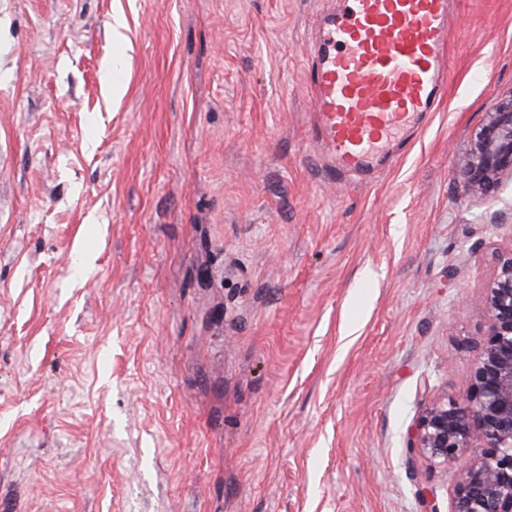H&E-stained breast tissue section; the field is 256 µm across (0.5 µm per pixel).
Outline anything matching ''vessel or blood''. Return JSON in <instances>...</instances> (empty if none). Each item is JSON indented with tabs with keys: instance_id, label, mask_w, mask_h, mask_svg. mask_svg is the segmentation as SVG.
Wrapping results in <instances>:
<instances>
[{
	"instance_id": "1",
	"label": "vessel or blood",
	"mask_w": 512,
	"mask_h": 512,
	"mask_svg": "<svg viewBox=\"0 0 512 512\" xmlns=\"http://www.w3.org/2000/svg\"><path fill=\"white\" fill-rule=\"evenodd\" d=\"M453 0H340L310 67L318 125L339 174L376 175L389 146L443 97Z\"/></svg>"
}]
</instances>
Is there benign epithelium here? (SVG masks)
<instances>
[{"instance_id":"benign-epithelium-1","label":"benign epithelium","mask_w":512,"mask_h":512,"mask_svg":"<svg viewBox=\"0 0 512 512\" xmlns=\"http://www.w3.org/2000/svg\"><path fill=\"white\" fill-rule=\"evenodd\" d=\"M512 175V98L487 113L461 164L468 196H488ZM487 329L474 346L459 399L429 402L411 427L408 448L456 481L448 512H512V248L496 252L493 276L476 299ZM472 448L480 452L470 456Z\"/></svg>"}]
</instances>
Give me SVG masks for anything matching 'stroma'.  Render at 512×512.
Returning a JSON list of instances; mask_svg holds the SVG:
<instances>
[{
    "label": "stroma",
    "mask_w": 512,
    "mask_h": 512,
    "mask_svg": "<svg viewBox=\"0 0 512 512\" xmlns=\"http://www.w3.org/2000/svg\"><path fill=\"white\" fill-rule=\"evenodd\" d=\"M334 2L0 0V512H448L408 431L512 245V178L458 175L512 0H455L445 98L374 181L314 131Z\"/></svg>",
    "instance_id": "stroma-1"
}]
</instances>
